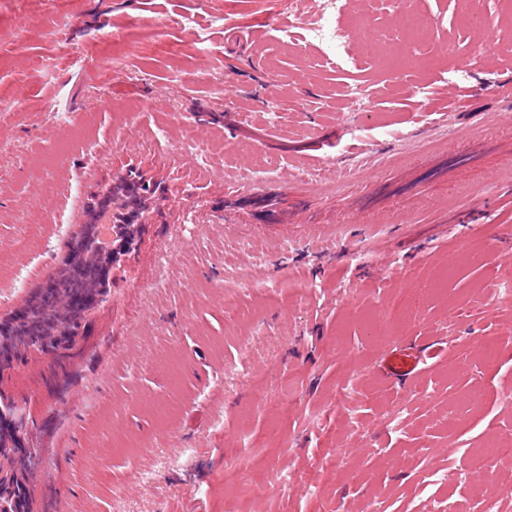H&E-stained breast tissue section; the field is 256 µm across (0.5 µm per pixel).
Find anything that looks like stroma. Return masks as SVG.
<instances>
[{
    "instance_id": "stroma-1",
    "label": "stroma",
    "mask_w": 512,
    "mask_h": 512,
    "mask_svg": "<svg viewBox=\"0 0 512 512\" xmlns=\"http://www.w3.org/2000/svg\"><path fill=\"white\" fill-rule=\"evenodd\" d=\"M346 2L42 0L32 18L0 0V312L58 277L128 166L165 188L79 344L0 383L46 458L36 512H447L476 487L512 495V466L494 483L464 467L512 439V0ZM396 11L420 23L394 70L380 40ZM327 17L372 32L346 64L305 39ZM476 138L495 145L481 169L429 176ZM404 287L396 329L378 311ZM412 336L444 352L400 387L381 361ZM487 343L500 359L472 370Z\"/></svg>"
}]
</instances>
